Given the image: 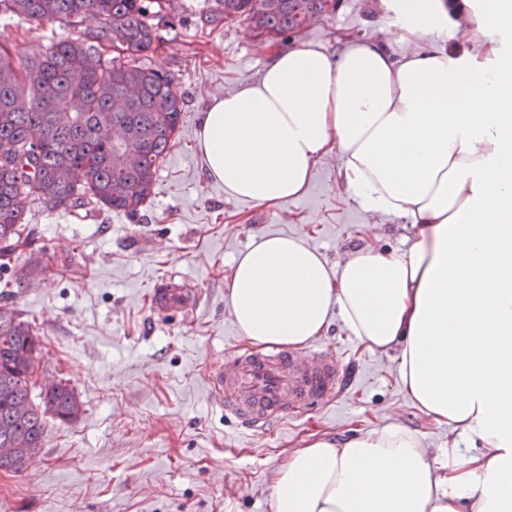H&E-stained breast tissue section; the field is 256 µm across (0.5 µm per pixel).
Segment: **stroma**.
I'll use <instances>...</instances> for the list:
<instances>
[{"label": "stroma", "mask_w": 512, "mask_h": 512, "mask_svg": "<svg viewBox=\"0 0 512 512\" xmlns=\"http://www.w3.org/2000/svg\"><path fill=\"white\" fill-rule=\"evenodd\" d=\"M157 18L146 59L170 74L184 99V120L165 158L154 197L137 214L88 205L74 212L37 202L28 214L35 241L27 264L46 262L8 304L39 331L38 382L69 385L83 404L72 423H52L50 441L19 473L0 471V512H272L275 471L311 436L340 439L397 421L417 432L433 465L449 441L460 454L481 451L470 434L434 423L406 395L394 352L366 348L331 315L312 347L345 367L341 393L256 433L227 419L210 374L252 351L230 310L237 256L260 234H301L328 264L370 246L406 249L408 218L375 223L363 207L341 203L338 162L312 172L306 192L268 207L227 197L196 151L197 122L211 96L257 79L275 49L296 43L336 51L349 33L393 28L382 0H337L335 12L298 36L261 39L247 23H225L215 0H175ZM13 18V53L32 58L53 42L93 28ZM175 275L199 295L193 319L155 313L148 293Z\"/></svg>", "instance_id": "35a3bbf8"}]
</instances>
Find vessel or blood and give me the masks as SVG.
I'll list each match as a JSON object with an SVG mask.
<instances>
[{
  "label": "vessel or blood",
  "instance_id": "vessel-or-blood-1",
  "mask_svg": "<svg viewBox=\"0 0 512 512\" xmlns=\"http://www.w3.org/2000/svg\"><path fill=\"white\" fill-rule=\"evenodd\" d=\"M150 302L161 314L178 313L185 319L193 314L183 289L170 279L152 289ZM210 384L226 418L265 431L288 414L334 398L342 375L331 352L276 348L227 360L213 371Z\"/></svg>",
  "mask_w": 512,
  "mask_h": 512
}]
</instances>
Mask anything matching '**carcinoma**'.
<instances>
[{
	"instance_id": "obj_1",
	"label": "carcinoma",
	"mask_w": 512,
	"mask_h": 512,
	"mask_svg": "<svg viewBox=\"0 0 512 512\" xmlns=\"http://www.w3.org/2000/svg\"><path fill=\"white\" fill-rule=\"evenodd\" d=\"M333 0H217L224 21L242 20L262 34L286 35L308 17L320 18ZM171 0H0V17L72 26L92 18L98 26L62 39L35 59L16 58L0 33V270L32 246L27 211L15 206L24 196L56 209L74 211L95 204L128 214L154 195L157 173L183 123L184 102L174 78L140 61L152 49L153 20ZM124 40L109 56L112 33ZM85 56L98 64L80 68ZM138 94L128 98V85ZM79 97L83 110L71 112L67 99ZM110 123L128 139L106 143L98 128ZM139 152L138 165L123 157ZM41 339L13 308L0 305V448L19 443L0 470L19 472L48 442L46 414L60 423L76 421L82 405L74 389L55 383L32 397L41 362Z\"/></svg>"
}]
</instances>
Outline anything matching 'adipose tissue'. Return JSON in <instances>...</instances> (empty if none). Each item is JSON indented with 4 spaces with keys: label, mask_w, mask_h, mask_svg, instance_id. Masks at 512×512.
Returning <instances> with one entry per match:
<instances>
[{
    "label": "adipose tissue",
    "mask_w": 512,
    "mask_h": 512,
    "mask_svg": "<svg viewBox=\"0 0 512 512\" xmlns=\"http://www.w3.org/2000/svg\"><path fill=\"white\" fill-rule=\"evenodd\" d=\"M480 2L470 50L450 47L445 0H383L398 20L385 37L276 50L201 115L197 151L228 197L301 196L334 153L344 202L416 229L405 250L335 268L302 236L255 237L230 284L240 335L297 348L338 311L368 348L396 350L418 409L485 448L449 447L437 469L398 423L314 437L276 471L273 512H512V0Z\"/></svg>",
    "instance_id": "adipose-tissue-1"
}]
</instances>
